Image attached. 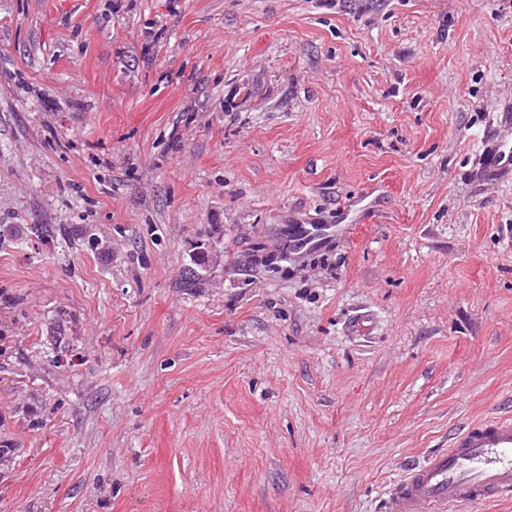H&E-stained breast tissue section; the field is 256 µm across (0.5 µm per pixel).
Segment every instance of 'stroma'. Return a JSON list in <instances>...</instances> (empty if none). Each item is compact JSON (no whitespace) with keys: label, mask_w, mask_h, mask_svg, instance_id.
<instances>
[{"label":"stroma","mask_w":512,"mask_h":512,"mask_svg":"<svg viewBox=\"0 0 512 512\" xmlns=\"http://www.w3.org/2000/svg\"><path fill=\"white\" fill-rule=\"evenodd\" d=\"M506 102L512 0H0V512H383L512 415Z\"/></svg>","instance_id":"1"}]
</instances>
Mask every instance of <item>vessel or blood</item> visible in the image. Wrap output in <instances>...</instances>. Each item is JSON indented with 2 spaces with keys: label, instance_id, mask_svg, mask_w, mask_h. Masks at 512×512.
<instances>
[{
  "label": "vessel or blood",
  "instance_id": "1",
  "mask_svg": "<svg viewBox=\"0 0 512 512\" xmlns=\"http://www.w3.org/2000/svg\"><path fill=\"white\" fill-rule=\"evenodd\" d=\"M511 491L512 417H492L408 469L391 485L385 512H452Z\"/></svg>",
  "mask_w": 512,
  "mask_h": 512
}]
</instances>
